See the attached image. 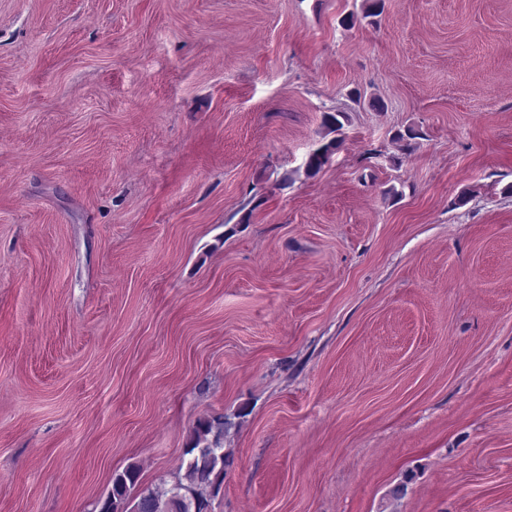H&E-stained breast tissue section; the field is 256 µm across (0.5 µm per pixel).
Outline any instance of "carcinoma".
I'll return each instance as SVG.
<instances>
[{
	"mask_svg": "<svg viewBox=\"0 0 512 512\" xmlns=\"http://www.w3.org/2000/svg\"><path fill=\"white\" fill-rule=\"evenodd\" d=\"M340 142L335 137L310 153L306 176L317 175ZM230 427L222 415L199 419L185 452L187 459L172 483L143 486L138 468L129 466L113 474L111 488L96 503L97 512H209L211 498L233 465L231 454L224 452V434Z\"/></svg>",
	"mask_w": 512,
	"mask_h": 512,
	"instance_id": "carcinoma-1",
	"label": "carcinoma"
}]
</instances>
